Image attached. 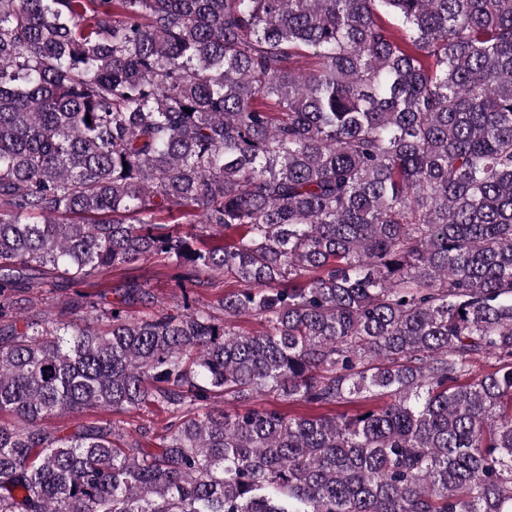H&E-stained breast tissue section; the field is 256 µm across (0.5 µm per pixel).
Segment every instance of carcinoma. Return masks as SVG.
I'll use <instances>...</instances> for the list:
<instances>
[{
    "label": "carcinoma",
    "instance_id": "obj_1",
    "mask_svg": "<svg viewBox=\"0 0 512 512\" xmlns=\"http://www.w3.org/2000/svg\"><path fill=\"white\" fill-rule=\"evenodd\" d=\"M0 512H512V0H0ZM168 262L163 256H156L148 262L139 261L131 265H125L122 268L112 270L110 278L112 283H119L125 280L147 281L152 286L154 300L147 305H137L132 309H126L132 312L135 317H144L157 311L159 308L174 309L175 305L180 304L182 292L175 286L174 281L164 276L169 270L165 265ZM59 284V287L52 288L51 290L43 288L42 292L34 290L29 294L30 297H33L34 303L30 310V315L42 313L44 310L57 312L58 307H60L62 303L67 299L74 297L76 290L84 291L92 295L95 294V291L97 290V288L88 287L87 284H81L78 286L66 283Z\"/></svg>",
    "mask_w": 512,
    "mask_h": 512
}]
</instances>
